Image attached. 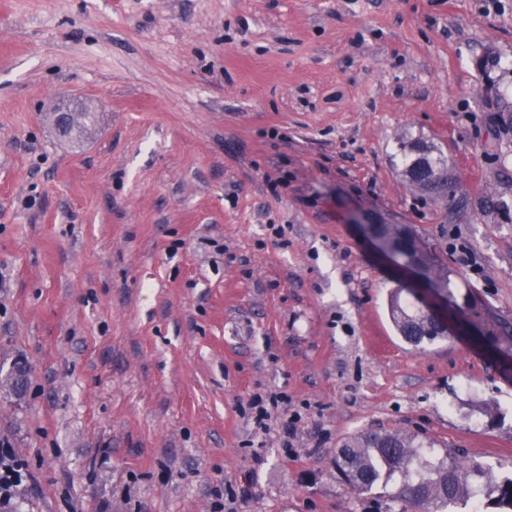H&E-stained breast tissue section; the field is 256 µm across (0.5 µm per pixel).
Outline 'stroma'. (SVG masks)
<instances>
[{"instance_id": "35a3bbf8", "label": "stroma", "mask_w": 512, "mask_h": 512, "mask_svg": "<svg viewBox=\"0 0 512 512\" xmlns=\"http://www.w3.org/2000/svg\"><path fill=\"white\" fill-rule=\"evenodd\" d=\"M511 96L512 0H0L12 508L398 512L336 471L369 428L512 472ZM75 99L95 127L65 141ZM403 137L454 200L409 186ZM355 210L414 228L480 340L397 336Z\"/></svg>"}]
</instances>
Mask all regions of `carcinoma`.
<instances>
[{"label": "carcinoma", "instance_id": "1", "mask_svg": "<svg viewBox=\"0 0 512 512\" xmlns=\"http://www.w3.org/2000/svg\"><path fill=\"white\" fill-rule=\"evenodd\" d=\"M404 173L409 185L436 194L455 193V182L447 160L438 154L427 160L428 170L417 168L418 160L412 153L413 143L400 141ZM388 245L401 256L416 261L425 269L428 280L454 301L448 273L438 267L427 251L408 249L405 230L399 224L383 228ZM405 286L397 284L390 308L393 323L399 335L409 344L446 338L445 330L428 321L425 310L410 298L402 297ZM336 470L350 489L358 494L371 492L378 484L393 476H400L394 492L398 512H459L472 505L471 512H484L480 496L496 494L492 504L499 512H512V477L501 482L493 480L490 468L473 458L465 461L452 450L439 454L434 443L401 432L368 430L346 439L336 449Z\"/></svg>", "mask_w": 512, "mask_h": 512}]
</instances>
